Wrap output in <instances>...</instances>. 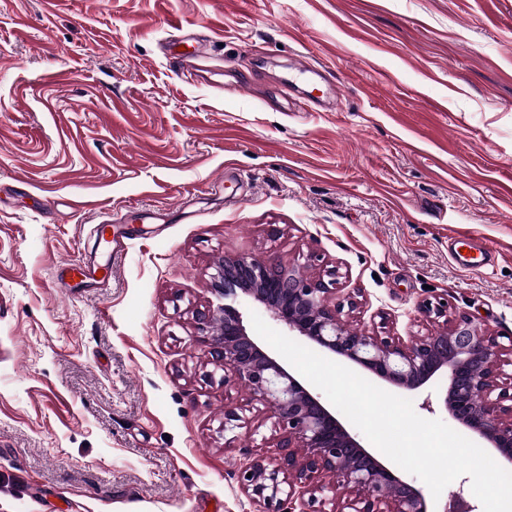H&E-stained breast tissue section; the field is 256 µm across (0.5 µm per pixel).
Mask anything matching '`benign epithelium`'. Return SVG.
<instances>
[{"label": "benign epithelium", "mask_w": 512, "mask_h": 512, "mask_svg": "<svg viewBox=\"0 0 512 512\" xmlns=\"http://www.w3.org/2000/svg\"><path fill=\"white\" fill-rule=\"evenodd\" d=\"M216 302L195 313L199 344L214 371L204 375L244 387L279 431L271 456L246 453L240 489L263 512H432L430 495L377 458L321 400L303 377L277 360L252 334L243 305L264 306L277 324L324 354L403 391L442 379L448 415L485 448L512 465V336L503 343L477 326L468 313L448 317V304L419 307L442 327L406 343L379 328L352 329V297L336 299L340 272L331 266L306 277L278 259L221 256L212 264ZM222 374H216V371ZM248 421L224 410V447L239 439Z\"/></svg>", "instance_id": "obj_1"}]
</instances>
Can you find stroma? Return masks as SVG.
<instances>
[{
	"mask_svg": "<svg viewBox=\"0 0 512 512\" xmlns=\"http://www.w3.org/2000/svg\"><path fill=\"white\" fill-rule=\"evenodd\" d=\"M222 255L339 267L354 328L512 334V0H0V512H256L271 424L225 447L250 396L190 346ZM248 428V421L237 408H226L224 410V445L231 448V444L239 439L240 429ZM231 435L230 437H227Z\"/></svg>",
	"mask_w": 512,
	"mask_h": 512,
	"instance_id": "obj_1",
	"label": "stroma"
}]
</instances>
